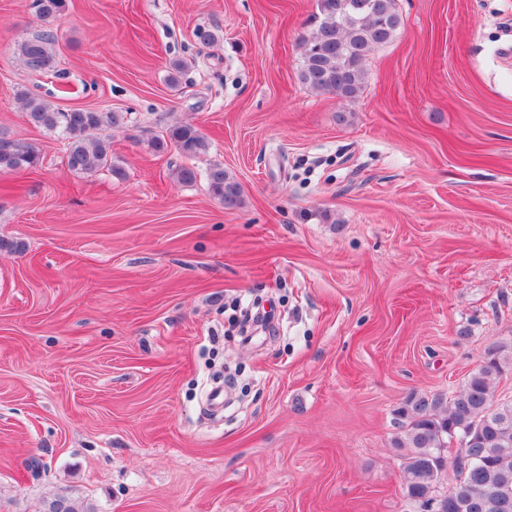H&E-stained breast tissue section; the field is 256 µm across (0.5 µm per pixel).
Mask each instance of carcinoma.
Wrapping results in <instances>:
<instances>
[{
	"mask_svg": "<svg viewBox=\"0 0 512 512\" xmlns=\"http://www.w3.org/2000/svg\"><path fill=\"white\" fill-rule=\"evenodd\" d=\"M67 0H34L38 18L46 21L62 14ZM316 27L302 38L301 82L311 91L343 99L358 97L365 80L364 63L377 48L390 43L401 27L396 0H317ZM54 35L33 34L18 45L19 58L33 73L56 69ZM20 103L26 121L38 128L60 132L66 142L65 167L73 173H94L112 166L111 143L94 133L125 121L120 112L75 108L61 110L41 96L23 94ZM156 154L176 150L187 158L206 153L209 143L192 124L176 123L150 141ZM40 156L22 139L0 133V171L33 169ZM200 173L189 165L175 170L180 184L197 182ZM211 193L226 208L241 204L242 187L219 164L205 172ZM507 359L496 349L472 369L451 396H411L400 410L403 419L395 440L407 449L401 464L405 498L426 504L435 502L439 512H512V400H495L494 385L506 368ZM474 432L482 445L473 449L478 457L456 488L441 493L432 486L435 474L448 466L444 455L452 435ZM493 452H488V449Z\"/></svg>",
	"mask_w": 512,
	"mask_h": 512,
	"instance_id": "carcinoma-1",
	"label": "carcinoma"
}]
</instances>
